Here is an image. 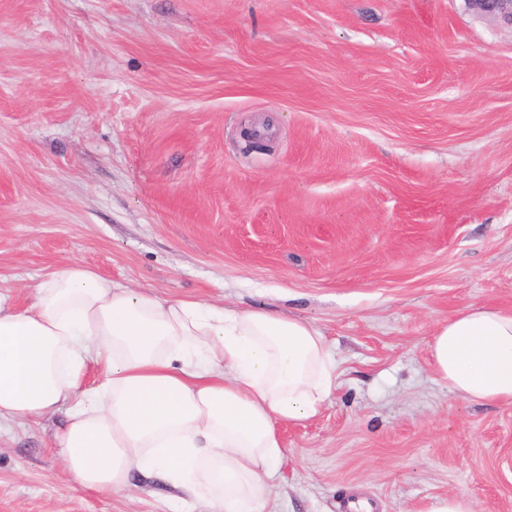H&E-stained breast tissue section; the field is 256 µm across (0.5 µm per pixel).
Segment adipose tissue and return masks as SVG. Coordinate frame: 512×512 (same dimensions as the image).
Returning a JSON list of instances; mask_svg holds the SVG:
<instances>
[{"mask_svg":"<svg viewBox=\"0 0 512 512\" xmlns=\"http://www.w3.org/2000/svg\"><path fill=\"white\" fill-rule=\"evenodd\" d=\"M429 349L458 397L512 403V310L460 309ZM90 365L101 382L84 390ZM335 387L322 333L264 308L170 303L77 263L46 273L30 305L0 306V422L64 412L57 454L103 496L140 477L213 512H271L278 425L312 420Z\"/></svg>","mask_w":512,"mask_h":512,"instance_id":"adipose-tissue-1","label":"adipose tissue"}]
</instances>
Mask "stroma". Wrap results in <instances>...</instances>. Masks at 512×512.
I'll use <instances>...</instances> for the list:
<instances>
[{
    "instance_id": "obj_1",
    "label": "stroma",
    "mask_w": 512,
    "mask_h": 512,
    "mask_svg": "<svg viewBox=\"0 0 512 512\" xmlns=\"http://www.w3.org/2000/svg\"><path fill=\"white\" fill-rule=\"evenodd\" d=\"M72 262L323 333L336 389L279 428L278 512H512V405L427 348L512 309V28L464 0H0V301ZM63 423L0 431V512H210L78 486ZM424 512H473L472 503L464 495L438 497L429 503Z\"/></svg>"
}]
</instances>
